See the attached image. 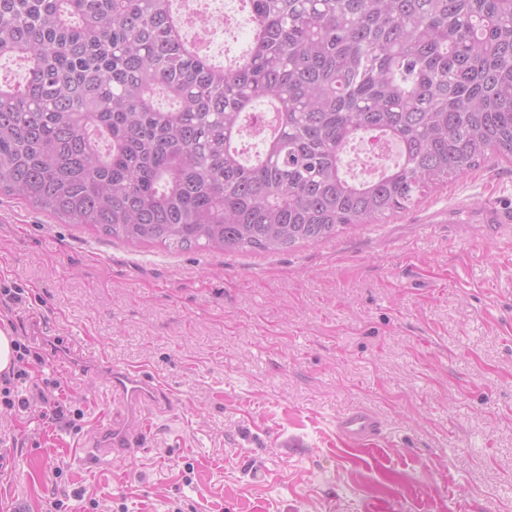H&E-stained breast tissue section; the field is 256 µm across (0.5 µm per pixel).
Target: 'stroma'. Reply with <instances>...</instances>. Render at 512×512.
Here are the masks:
<instances>
[{
    "mask_svg": "<svg viewBox=\"0 0 512 512\" xmlns=\"http://www.w3.org/2000/svg\"><path fill=\"white\" fill-rule=\"evenodd\" d=\"M512 158L489 155L380 224L278 253L170 252L0 196V328L27 337L30 407L0 406V512H512ZM173 408L103 465L96 360ZM54 383L82 418L45 415ZM366 408L379 446L344 448ZM336 437L349 448H371L382 439V423L373 413L354 408L336 417Z\"/></svg>",
    "mask_w": 512,
    "mask_h": 512,
    "instance_id": "35a3bbf8",
    "label": "stroma"
}]
</instances>
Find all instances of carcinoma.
<instances>
[{"mask_svg": "<svg viewBox=\"0 0 512 512\" xmlns=\"http://www.w3.org/2000/svg\"><path fill=\"white\" fill-rule=\"evenodd\" d=\"M243 8L250 50L217 65L177 0H0V57L28 69L0 81V194L131 243L277 253L512 156V0ZM260 102L273 128L248 159ZM371 131L399 160L352 182L343 153Z\"/></svg>", "mask_w": 512, "mask_h": 512, "instance_id": "cac0c4a2", "label": "carcinoma"}]
</instances>
